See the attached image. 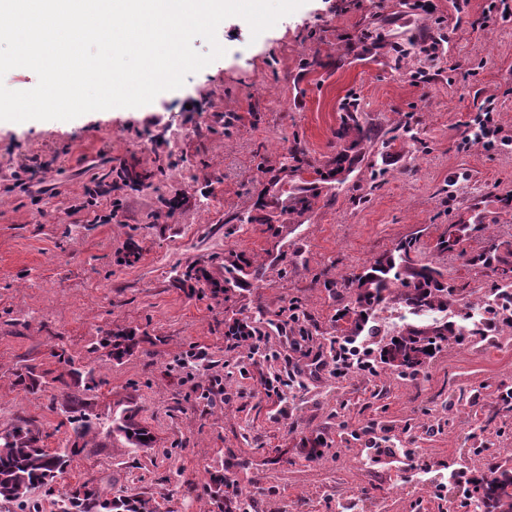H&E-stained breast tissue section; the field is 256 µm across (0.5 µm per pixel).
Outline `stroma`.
<instances>
[{
	"mask_svg": "<svg viewBox=\"0 0 512 512\" xmlns=\"http://www.w3.org/2000/svg\"><path fill=\"white\" fill-rule=\"evenodd\" d=\"M399 0H306L259 38L231 17L218 27L223 57L182 88L145 106L95 111L61 121L0 123V428L28 419L49 448L65 447L70 425L61 399L15 385L17 370L60 373L57 351L94 369L98 386L70 384L108 429L117 403L135 399L153 434L128 451L105 439L76 456L54 492L88 482L113 494L153 499L157 512H210L208 474L245 457L232 478L256 512H460L434 499V484L456 469L473 432L491 454L512 455V416L479 430L481 410L512 388V327L485 343H449L427 359L420 386L390 371L340 377L324 370L305 387H284L282 404L258 381L303 352L328 346L341 302L325 287L415 239V257L455 280L454 305L478 303L490 281L465 255L434 251L452 221L481 213L512 237V146L475 141L470 123L485 100L512 136V22L485 24V0H433L434 13L400 12ZM442 20L447 51L397 59ZM378 24L379 46L356 39ZM317 59L307 69L305 60ZM355 96L364 127L384 135L409 124L385 152L369 143L343 185L320 172L335 157L339 106ZM304 150L298 178L280 196L284 215L268 228V178L293 144ZM384 169L381 182L371 173ZM143 173L126 181L124 170ZM309 205L296 211L298 196ZM101 222H94V215ZM138 258L126 263L129 248ZM263 265V278L215 292L224 266ZM205 269L174 287L176 271ZM297 305L299 319L284 310ZM267 333L268 361L247 346L227 348L234 320ZM135 333L122 360L106 334ZM208 353L206 365L188 362ZM225 399L204 398L212 378ZM287 406L280 416L278 406ZM321 440L322 457L307 450Z\"/></svg>",
	"mask_w": 512,
	"mask_h": 512,
	"instance_id": "stroma-1",
	"label": "stroma"
}]
</instances>
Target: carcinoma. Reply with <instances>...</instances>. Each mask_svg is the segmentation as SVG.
<instances>
[{
    "instance_id": "1",
    "label": "carcinoma",
    "mask_w": 512,
    "mask_h": 512,
    "mask_svg": "<svg viewBox=\"0 0 512 512\" xmlns=\"http://www.w3.org/2000/svg\"><path fill=\"white\" fill-rule=\"evenodd\" d=\"M342 114L336 138L343 143L328 169L326 177L336 178L344 184V174L352 171L359 157L352 151L361 143H373L376 134L362 126L358 120L355 103L341 104ZM303 152L294 147L288 151V159L277 173L271 175V184L277 186L288 182V178L299 171ZM485 229L483 224H468L462 220L448 225L434 245L438 253H466L463 245L471 233ZM415 252V241L399 243L393 252L375 260L348 279L330 282V288L353 289L351 299L339 308L334 316L336 330L342 337L352 340L374 335L372 323L374 311L386 302L392 292L397 300L415 311L446 312L455 302L457 288L450 284L442 271L431 263H422L411 257ZM468 254V253H466ZM468 263L492 272H500L493 279L482 305L489 319L487 328L500 325L512 326V240L495 239L479 251L468 254ZM258 276L259 270L232 262L224 266V290L238 285L245 276ZM469 312L458 313L450 320L422 322L413 321L402 326L396 340L379 353V363L397 372L402 378L417 379L420 368L431 357L427 349L437 350L442 343L453 340L459 344L469 337L482 334L476 329L464 332V322ZM58 358L67 366V371L52 378L33 367L16 374L18 383L31 391H44L49 387L68 386L66 377L87 375L93 379V371L82 372L75 361L65 353ZM63 408L68 413L70 424V447L50 449L44 445L43 431L35 424L20 420L0 429V504L12 506L15 512H40L38 500L33 498L42 489L52 492L57 478L63 475L73 457L83 453L90 440L99 430L87 412L84 399L62 392ZM139 409L125 405L112 410V424L106 436L123 441L131 448L150 445L153 437L139 419ZM465 488L466 502L476 501L484 512H512V461L488 462L485 471L468 479ZM208 489L212 497L213 512H245L252 504L241 499L234 482L222 474L210 476ZM58 512H155L151 499L139 495L114 496L86 482L74 485L57 499Z\"/></svg>"
}]
</instances>
